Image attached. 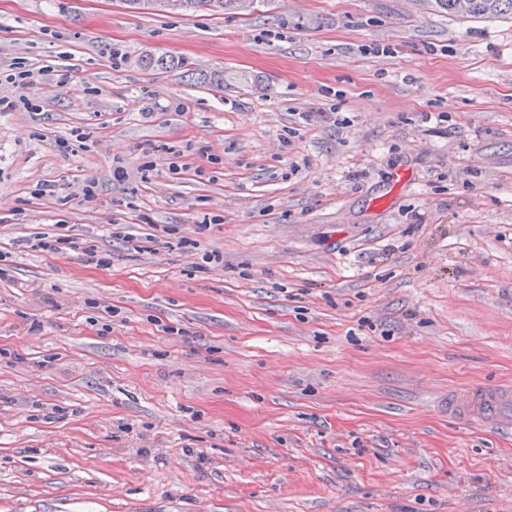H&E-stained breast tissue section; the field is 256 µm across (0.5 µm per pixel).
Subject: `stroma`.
Instances as JSON below:
<instances>
[{
    "label": "stroma",
    "mask_w": 512,
    "mask_h": 512,
    "mask_svg": "<svg viewBox=\"0 0 512 512\" xmlns=\"http://www.w3.org/2000/svg\"><path fill=\"white\" fill-rule=\"evenodd\" d=\"M15 62L39 109L0 112V512H512V429L445 405L512 387L511 17L0 0ZM60 224L109 265L26 249Z\"/></svg>",
    "instance_id": "35a3bbf8"
}]
</instances>
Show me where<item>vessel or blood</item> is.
<instances>
[{
    "mask_svg": "<svg viewBox=\"0 0 512 512\" xmlns=\"http://www.w3.org/2000/svg\"><path fill=\"white\" fill-rule=\"evenodd\" d=\"M448 416L457 422L499 429L512 425V389L470 385L448 396Z\"/></svg>",
    "mask_w": 512,
    "mask_h": 512,
    "instance_id": "b4317fda",
    "label": "vessel or blood"
}]
</instances>
